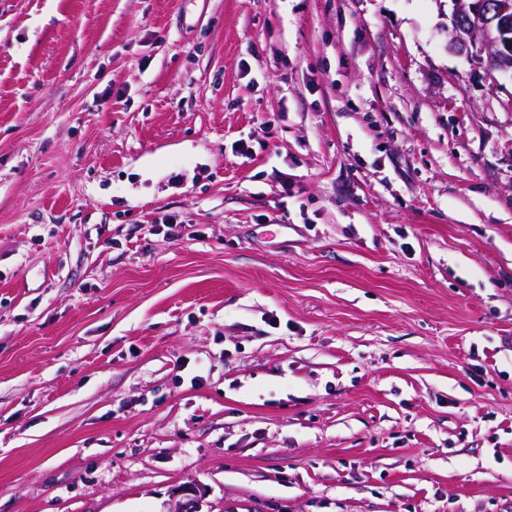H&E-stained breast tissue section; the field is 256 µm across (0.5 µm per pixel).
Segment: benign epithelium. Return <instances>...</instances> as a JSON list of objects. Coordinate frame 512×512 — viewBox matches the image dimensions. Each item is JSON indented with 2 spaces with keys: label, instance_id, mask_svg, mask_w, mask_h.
Here are the masks:
<instances>
[{
  "label": "benign epithelium",
  "instance_id": "1",
  "mask_svg": "<svg viewBox=\"0 0 512 512\" xmlns=\"http://www.w3.org/2000/svg\"><path fill=\"white\" fill-rule=\"evenodd\" d=\"M448 50L464 54L487 77L512 72V0H454ZM188 500L174 512H203L204 493L194 484L182 489Z\"/></svg>",
  "mask_w": 512,
  "mask_h": 512
}]
</instances>
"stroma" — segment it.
Masks as SVG:
<instances>
[{"label": "stroma", "instance_id": "obj_1", "mask_svg": "<svg viewBox=\"0 0 512 512\" xmlns=\"http://www.w3.org/2000/svg\"><path fill=\"white\" fill-rule=\"evenodd\" d=\"M453 8L0 0V512H512V76Z\"/></svg>", "mask_w": 512, "mask_h": 512}]
</instances>
